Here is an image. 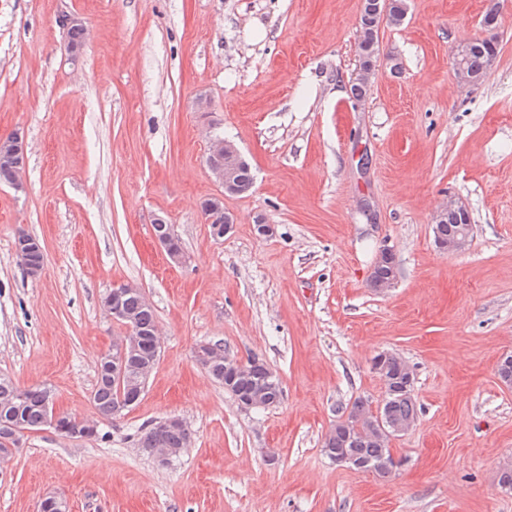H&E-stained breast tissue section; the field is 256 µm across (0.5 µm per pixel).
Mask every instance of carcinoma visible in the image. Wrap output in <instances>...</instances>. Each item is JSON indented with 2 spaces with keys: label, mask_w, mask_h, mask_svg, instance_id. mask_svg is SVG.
Segmentation results:
<instances>
[{
  "label": "carcinoma",
  "mask_w": 512,
  "mask_h": 512,
  "mask_svg": "<svg viewBox=\"0 0 512 512\" xmlns=\"http://www.w3.org/2000/svg\"><path fill=\"white\" fill-rule=\"evenodd\" d=\"M377 0H364L361 10L358 42L357 72L374 71L379 56V41L368 44L367 40L373 37V33L379 32L381 16L375 13L374 6ZM386 5L387 24L400 25L405 19L407 5L406 0H383ZM484 26L491 34L483 39L471 42L464 56V70L473 82H480L487 69L496 59L495 46L498 41L492 33L497 27V19L494 13L488 12L483 18ZM467 223L465 217H451L445 223H436L433 233L440 234L443 240L455 234ZM124 307L128 313L136 318L142 329L140 337L138 357L146 358L152 354L153 337L149 335L156 315L154 308L144 304L142 295L138 292L127 295L124 299ZM385 398L383 399L380 413L383 421L392 424L410 425L417 419L418 409L414 398V382L409 380L413 369L400 356L385 352ZM137 362L130 363L127 377L130 382L125 386L124 396L134 402H139L143 391L136 381ZM237 361L219 364L209 367L206 372L219 384L228 385L231 391L241 397H246L257 389L267 390L270 405L278 404L283 395L282 385L270 386L266 382L265 369L261 366L249 367L245 370H236ZM118 399V392L112 388V375L105 364H100L97 369V378L92 394V401L96 409L103 415H112V409ZM42 415V398L35 390L21 389L15 382L0 378V445L11 440L14 434L23 429L37 430ZM369 406V400L357 398L348 413L347 422H337L323 441L325 448H345L355 457L356 461L363 465L373 466L381 464L389 459V448L379 447L375 439L377 426ZM187 436L184 431L176 428H156L147 425L139 432L137 444L145 442L153 448H184L187 446Z\"/></svg>",
  "instance_id": "1"
}]
</instances>
